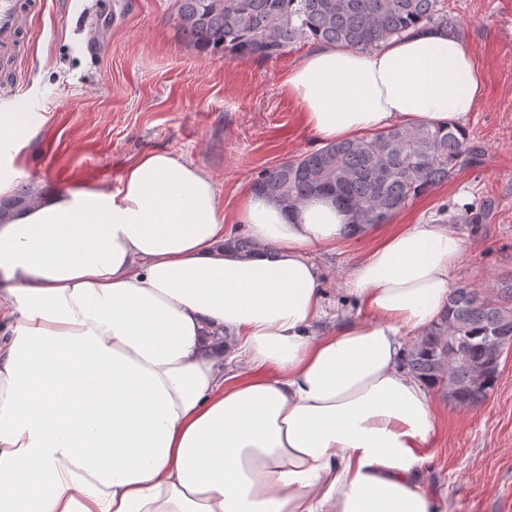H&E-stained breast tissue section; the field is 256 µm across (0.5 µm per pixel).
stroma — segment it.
Masks as SVG:
<instances>
[{"label": "stroma", "instance_id": "obj_1", "mask_svg": "<svg viewBox=\"0 0 512 512\" xmlns=\"http://www.w3.org/2000/svg\"><path fill=\"white\" fill-rule=\"evenodd\" d=\"M484 77V93L460 121L479 150L447 183L392 218L419 224L459 203H492L485 223L454 224L466 249L456 285L485 290L512 280V0H448ZM176 0H35L28 51L0 113L25 114L32 135L20 148L33 193L77 181L117 186L140 154L180 155L211 176L224 222L257 173L311 151L299 103L284 82L313 42L258 62L206 55L176 27ZM369 239L317 250L329 309L351 302L343 282ZM437 426L427 446L428 485L445 512H512V352L488 398L469 410L435 392Z\"/></svg>", "mask_w": 512, "mask_h": 512}]
</instances>
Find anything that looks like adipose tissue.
<instances>
[{"mask_svg": "<svg viewBox=\"0 0 512 512\" xmlns=\"http://www.w3.org/2000/svg\"><path fill=\"white\" fill-rule=\"evenodd\" d=\"M286 86L315 141L456 124L484 90L440 29L317 43ZM221 191L167 151L0 223V512H440L432 388L404 337L465 247L439 219L354 229L332 199ZM372 236L334 317L310 253ZM232 344H225V337Z\"/></svg>", "mask_w": 512, "mask_h": 512, "instance_id": "ef3b65f1", "label": "adipose tissue"}]
</instances>
